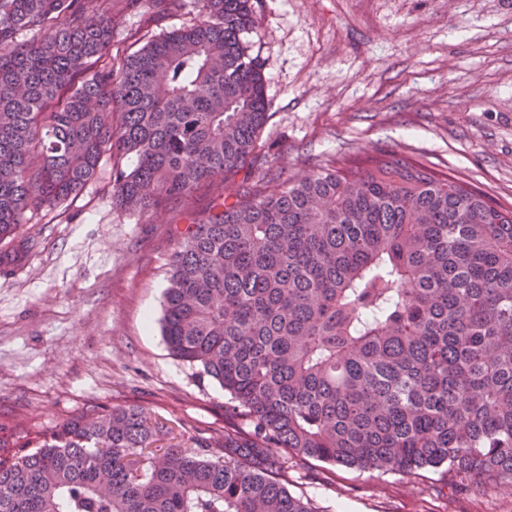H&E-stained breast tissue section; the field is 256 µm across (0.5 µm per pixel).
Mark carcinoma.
I'll list each match as a JSON object with an SVG mask.
<instances>
[{
  "label": "carcinoma",
  "instance_id": "carcinoma-1",
  "mask_svg": "<svg viewBox=\"0 0 512 512\" xmlns=\"http://www.w3.org/2000/svg\"><path fill=\"white\" fill-rule=\"evenodd\" d=\"M199 4L202 21L116 65L112 0H0V267L27 258L25 213L76 195L105 155L112 201L151 214L254 153L259 0ZM168 265L167 347L249 431L159 448L142 408L95 406L1 435L0 512H312L270 448L512 486V206L356 155L188 214Z\"/></svg>",
  "mask_w": 512,
  "mask_h": 512
}]
</instances>
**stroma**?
<instances>
[{
    "label": "stroma",
    "instance_id": "stroma-1",
    "mask_svg": "<svg viewBox=\"0 0 512 512\" xmlns=\"http://www.w3.org/2000/svg\"><path fill=\"white\" fill-rule=\"evenodd\" d=\"M195 0L115 11L110 53L191 26ZM246 40L268 120L236 176L138 215L112 203V160L58 207L28 210L25 265L0 273V427L35 434L91 406L138 405L160 446L224 435L223 388L161 334L168 258L189 212L353 153L386 150L512 204V0H261ZM313 512H512V488L441 469L359 470L292 460Z\"/></svg>",
    "mask_w": 512,
    "mask_h": 512
}]
</instances>
